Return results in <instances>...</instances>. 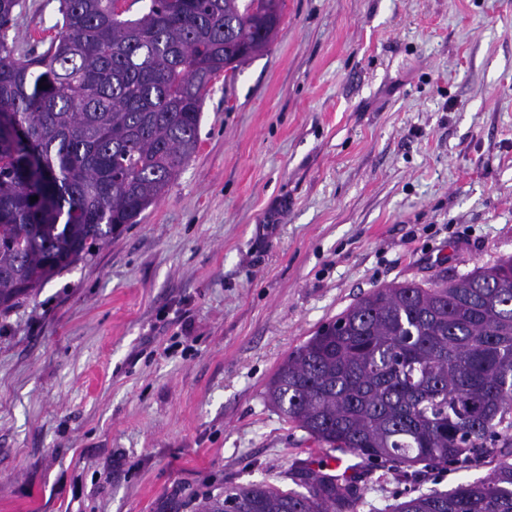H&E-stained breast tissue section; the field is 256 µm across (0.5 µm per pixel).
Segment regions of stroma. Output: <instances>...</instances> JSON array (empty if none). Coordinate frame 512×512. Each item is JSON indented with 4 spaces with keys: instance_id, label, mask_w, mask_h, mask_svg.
Returning a JSON list of instances; mask_svg holds the SVG:
<instances>
[{
    "instance_id": "stroma-1",
    "label": "stroma",
    "mask_w": 512,
    "mask_h": 512,
    "mask_svg": "<svg viewBox=\"0 0 512 512\" xmlns=\"http://www.w3.org/2000/svg\"><path fill=\"white\" fill-rule=\"evenodd\" d=\"M59 0L9 31L43 52ZM512 256V0H285L167 195L0 313V512H184L332 458L267 406L374 289ZM376 507L393 472L341 455Z\"/></svg>"
}]
</instances>
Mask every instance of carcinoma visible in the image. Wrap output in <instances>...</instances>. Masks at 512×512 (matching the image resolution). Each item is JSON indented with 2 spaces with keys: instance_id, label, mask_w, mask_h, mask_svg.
<instances>
[{
  "instance_id": "cac0c4a2",
  "label": "carcinoma",
  "mask_w": 512,
  "mask_h": 512,
  "mask_svg": "<svg viewBox=\"0 0 512 512\" xmlns=\"http://www.w3.org/2000/svg\"><path fill=\"white\" fill-rule=\"evenodd\" d=\"M59 2L37 54L8 40L24 0H0V115L27 134L0 137V312L168 192L197 151L212 76L255 40L262 0H150L135 19L117 0ZM265 397L320 447L407 484L427 469L489 473L379 509L357 479L306 466L298 491L238 485L191 512H512V257L373 290L292 351Z\"/></svg>"
}]
</instances>
